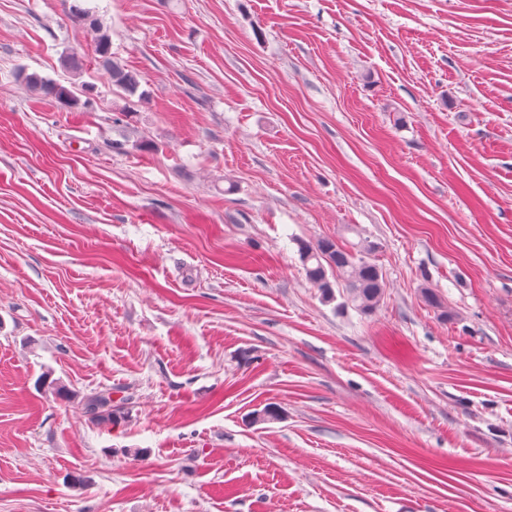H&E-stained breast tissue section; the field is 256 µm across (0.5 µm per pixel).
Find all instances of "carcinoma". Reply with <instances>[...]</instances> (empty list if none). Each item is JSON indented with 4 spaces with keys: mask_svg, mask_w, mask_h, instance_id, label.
<instances>
[{
    "mask_svg": "<svg viewBox=\"0 0 512 512\" xmlns=\"http://www.w3.org/2000/svg\"><path fill=\"white\" fill-rule=\"evenodd\" d=\"M89 29L93 33L94 55L109 74L112 84L129 96L137 94L141 98L145 97L146 92L140 90L138 76L112 59L109 34L101 23L93 20L89 24ZM17 79L34 94L54 98L70 105L78 102L74 88H68L36 72L30 73L22 69L18 72ZM373 249L374 245L366 241L346 248L324 239L314 244H300L299 256L308 279L320 288L324 299L329 301L336 298V283L329 278V273L334 272L344 278L348 300L357 304L360 310L370 313L384 297L385 288L380 270L370 258ZM111 406V394H100L90 399L87 412L101 421L108 420L112 414L104 415L102 411Z\"/></svg>",
    "mask_w": 512,
    "mask_h": 512,
    "instance_id": "obj_1",
    "label": "carcinoma"
}]
</instances>
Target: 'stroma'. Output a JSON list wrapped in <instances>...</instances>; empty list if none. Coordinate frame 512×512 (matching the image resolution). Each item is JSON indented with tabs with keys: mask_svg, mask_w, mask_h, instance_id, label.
Returning <instances> with one entry per match:
<instances>
[{
	"mask_svg": "<svg viewBox=\"0 0 512 512\" xmlns=\"http://www.w3.org/2000/svg\"><path fill=\"white\" fill-rule=\"evenodd\" d=\"M0 512H512V0H0ZM89 29L93 33L94 55L99 64L109 74L112 84L120 88L128 96H135L140 89L138 76L112 59L111 42L108 32L103 29L101 23L92 20ZM17 79L34 94L57 99L70 105H76L78 97L75 94V87L68 88L56 80L46 78L35 72H27L22 69L17 74ZM374 245L362 241L355 247L346 248L331 240H319L315 244L300 243L299 256L306 275L326 300L336 298L334 288L337 279L332 282L336 271L344 278L347 298L357 304L363 312H372L384 297L385 284L378 266L369 257Z\"/></svg>",
	"mask_w": 512,
	"mask_h": 512,
	"instance_id": "35a3bbf8",
	"label": "stroma"
}]
</instances>
